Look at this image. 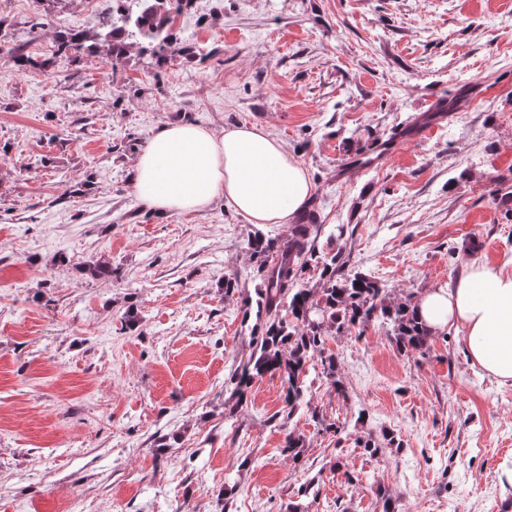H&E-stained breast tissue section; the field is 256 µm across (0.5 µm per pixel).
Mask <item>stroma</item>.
Segmentation results:
<instances>
[{"instance_id": "obj_1", "label": "stroma", "mask_w": 512, "mask_h": 512, "mask_svg": "<svg viewBox=\"0 0 512 512\" xmlns=\"http://www.w3.org/2000/svg\"><path fill=\"white\" fill-rule=\"evenodd\" d=\"M95 36L96 0H0L7 43ZM265 127L305 167L304 212L342 224L349 267L418 298L476 257L512 256V0H192L168 55L131 40L55 76L0 55V512H500L512 504V382L460 335L425 355L384 328L330 338L344 393L310 365L300 461L280 377L232 420L261 286L252 224L215 198L157 214L134 185L165 125ZM103 261L108 279L84 263ZM238 288L225 291L224 280ZM390 432L370 455L359 439ZM355 482H347L346 474Z\"/></svg>"}]
</instances>
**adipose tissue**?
<instances>
[{"label": "adipose tissue", "mask_w": 512, "mask_h": 512, "mask_svg": "<svg viewBox=\"0 0 512 512\" xmlns=\"http://www.w3.org/2000/svg\"><path fill=\"white\" fill-rule=\"evenodd\" d=\"M135 186L162 214L198 211L220 196L253 224L293 219L313 192L294 155L264 127L246 124L162 127L135 161ZM415 310L432 333H462L473 364L512 381V258L468 262L452 283L421 294Z\"/></svg>", "instance_id": "obj_1"}]
</instances>
